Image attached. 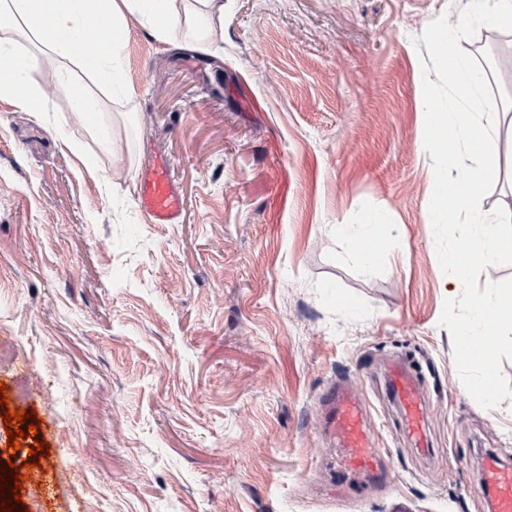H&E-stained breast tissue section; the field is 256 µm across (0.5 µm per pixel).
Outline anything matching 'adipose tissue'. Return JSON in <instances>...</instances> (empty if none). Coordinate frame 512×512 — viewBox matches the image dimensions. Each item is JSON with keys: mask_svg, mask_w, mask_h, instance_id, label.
<instances>
[{"mask_svg": "<svg viewBox=\"0 0 512 512\" xmlns=\"http://www.w3.org/2000/svg\"><path fill=\"white\" fill-rule=\"evenodd\" d=\"M172 0H0V97L30 105L39 90L27 79L29 61L3 40L16 23L48 51L84 75L115 88L121 84L125 13L138 14L160 39L173 38Z\"/></svg>", "mask_w": 512, "mask_h": 512, "instance_id": "obj_1", "label": "adipose tissue"}]
</instances>
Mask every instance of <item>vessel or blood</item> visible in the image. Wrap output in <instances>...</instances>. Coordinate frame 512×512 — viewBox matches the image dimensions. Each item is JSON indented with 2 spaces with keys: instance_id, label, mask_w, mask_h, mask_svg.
<instances>
[{
  "instance_id": "1",
  "label": "vessel or blood",
  "mask_w": 512,
  "mask_h": 512,
  "mask_svg": "<svg viewBox=\"0 0 512 512\" xmlns=\"http://www.w3.org/2000/svg\"><path fill=\"white\" fill-rule=\"evenodd\" d=\"M137 206L148 223L173 224L182 211V199L170 165L164 157L141 169L137 175ZM388 390L398 405L415 447L427 445L424 420L427 406L418 379L401 365H393ZM324 432L332 446L340 450V467L351 478H367L386 486L389 471L379 464L381 448L376 447L367 420L365 402L355 396L344 381L333 383L322 396ZM480 487L492 498L495 512H512V468L496 459H487Z\"/></svg>"
}]
</instances>
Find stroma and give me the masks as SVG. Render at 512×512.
I'll use <instances>...</instances> for the list:
<instances>
[{"mask_svg": "<svg viewBox=\"0 0 512 512\" xmlns=\"http://www.w3.org/2000/svg\"><path fill=\"white\" fill-rule=\"evenodd\" d=\"M461 0H224L201 42L127 15L125 80L96 113L78 71L22 32L35 108L0 98V383L45 440L52 490L29 512H491L485 458L512 467V417L461 393L428 220L414 39ZM464 48L512 104V34ZM108 128V141L95 126ZM481 209L512 211V120ZM171 165L175 224H149L137 174ZM378 219L376 263L349 239ZM418 375L432 446L413 448L386 389ZM365 395L393 484H346L322 435L338 378ZM61 89L78 112H97L101 107V100L91 94L82 80L67 78L61 84Z\"/></svg>", "mask_w": 512, "mask_h": 512, "instance_id": "obj_1", "label": "stroma"}]
</instances>
